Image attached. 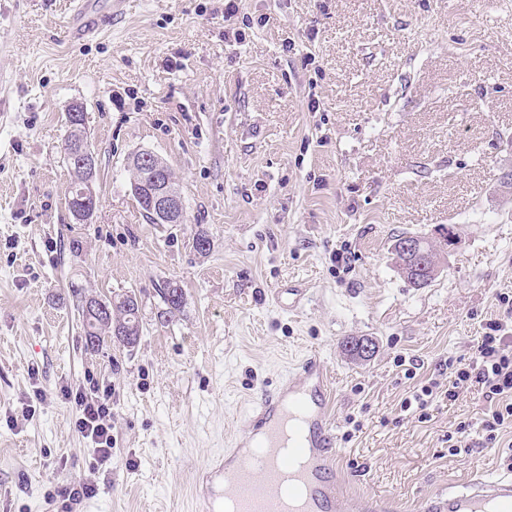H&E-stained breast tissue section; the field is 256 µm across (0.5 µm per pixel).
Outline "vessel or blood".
Here are the masks:
<instances>
[{
	"mask_svg": "<svg viewBox=\"0 0 512 512\" xmlns=\"http://www.w3.org/2000/svg\"><path fill=\"white\" fill-rule=\"evenodd\" d=\"M92 0H78L65 35L87 36L100 24ZM328 369L319 353L305 356L296 373L263 390L248 425L225 454L199 477L198 512H348L338 489L335 436L328 415ZM421 512H512V474L477 472L430 496Z\"/></svg>",
	"mask_w": 512,
	"mask_h": 512,
	"instance_id": "b4317fda",
	"label": "vessel or blood"
}]
</instances>
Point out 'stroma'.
Listing matches in <instances>:
<instances>
[{"label": "stroma", "instance_id": "35a3bbf8", "mask_svg": "<svg viewBox=\"0 0 512 512\" xmlns=\"http://www.w3.org/2000/svg\"><path fill=\"white\" fill-rule=\"evenodd\" d=\"M70 13L0 0V512H59L79 479L96 493L76 512H194L199 470L312 351L351 501L419 512L472 471L506 473L496 449L448 452L480 390L424 420L402 403L470 360L512 294V0H242L230 18L224 0H130L67 41ZM75 101L98 158L81 224L62 151ZM141 150L173 170L185 223L134 200ZM448 225L437 279L408 283L395 235ZM165 281L185 300L163 327ZM287 288L305 289L301 311L274 301ZM129 291L136 345L85 350L81 298ZM363 338L373 354L347 357ZM69 387L110 392V462L75 429Z\"/></svg>", "mask_w": 512, "mask_h": 512}]
</instances>
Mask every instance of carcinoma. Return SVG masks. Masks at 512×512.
Here are the masks:
<instances>
[{
    "label": "carcinoma",
    "mask_w": 512,
    "mask_h": 512,
    "mask_svg": "<svg viewBox=\"0 0 512 512\" xmlns=\"http://www.w3.org/2000/svg\"><path fill=\"white\" fill-rule=\"evenodd\" d=\"M67 136L65 146L78 141L86 136L84 113L76 115L67 112ZM64 161L73 176L72 188H85L89 181L87 171L79 164V161L64 153ZM157 294L165 304V311L160 313V321L165 324L168 318L181 309L184 302V293L177 284L166 281L157 288ZM89 300L94 305L102 308L98 315H92L86 309H81L83 332L87 336L94 337V341L85 343L86 348L92 350L99 348L105 342V338L112 339L118 345L130 347L134 345L140 336V314L132 312V300L128 294H117L111 299H102L91 296Z\"/></svg>",
    "instance_id": "1"
}]
</instances>
